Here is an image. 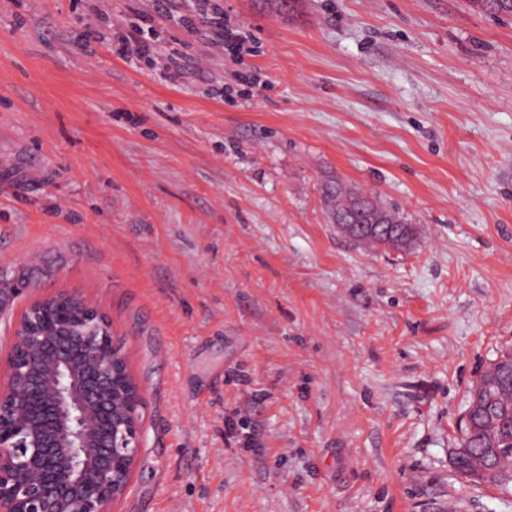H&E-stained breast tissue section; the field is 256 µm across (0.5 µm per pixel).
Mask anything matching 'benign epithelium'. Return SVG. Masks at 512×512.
<instances>
[{
	"mask_svg": "<svg viewBox=\"0 0 512 512\" xmlns=\"http://www.w3.org/2000/svg\"><path fill=\"white\" fill-rule=\"evenodd\" d=\"M338 230L386 225L359 196ZM98 306L58 291L26 305L0 372V512H112L139 459L144 399Z\"/></svg>",
	"mask_w": 512,
	"mask_h": 512,
	"instance_id": "obj_1",
	"label": "benign epithelium"
}]
</instances>
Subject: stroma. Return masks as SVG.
Returning <instances> with one entry per match:
<instances>
[{
  "instance_id": "35a3bbf8",
  "label": "stroma",
  "mask_w": 512,
  "mask_h": 512,
  "mask_svg": "<svg viewBox=\"0 0 512 512\" xmlns=\"http://www.w3.org/2000/svg\"><path fill=\"white\" fill-rule=\"evenodd\" d=\"M192 2L0 0V270L14 310L74 291L125 343L144 433L113 512H512L451 462L512 347V23L223 0L232 58L172 20ZM147 17L153 59L113 53ZM337 179L411 244L341 234ZM368 194L371 197L365 193H361L363 197L373 201L377 205V207L386 214V216L388 217V222H391L392 224L390 225L389 230L383 233L371 235H364L360 233L357 237L352 239L357 240L356 242L358 243H368L371 245L372 248H379L381 246L399 248L407 246L413 238V228L411 227V225L404 224L402 218L399 215L383 207L378 202L376 196L373 193ZM406 231H408V235L405 236L404 232Z\"/></svg>"
}]
</instances>
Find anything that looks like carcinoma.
I'll use <instances>...</instances> for the list:
<instances>
[{
	"mask_svg": "<svg viewBox=\"0 0 512 512\" xmlns=\"http://www.w3.org/2000/svg\"><path fill=\"white\" fill-rule=\"evenodd\" d=\"M475 9L493 18L512 22V3L508 0H469ZM388 221L383 233L359 234L355 240L373 248L405 247L413 238V228L396 213L380 207ZM459 447L453 456L462 467L486 476L491 483L512 481V350H504L489 367L478 373L460 428Z\"/></svg>",
	"mask_w": 512,
	"mask_h": 512,
	"instance_id": "carcinoma-1",
	"label": "carcinoma"
}]
</instances>
